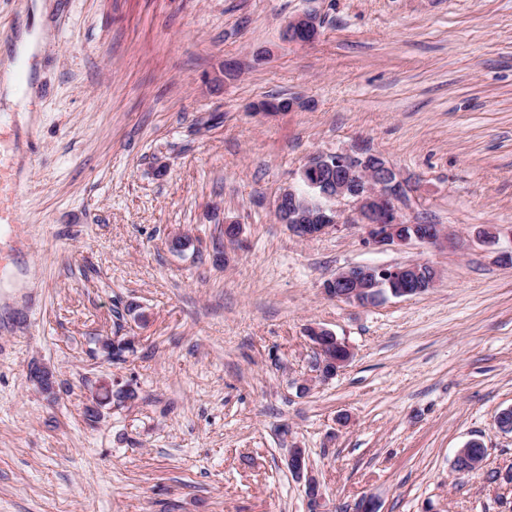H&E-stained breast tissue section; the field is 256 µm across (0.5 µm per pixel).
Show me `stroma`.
Here are the masks:
<instances>
[{"label":"stroma","instance_id":"obj_1","mask_svg":"<svg viewBox=\"0 0 512 512\" xmlns=\"http://www.w3.org/2000/svg\"><path fill=\"white\" fill-rule=\"evenodd\" d=\"M47 5L22 163L0 111V204L20 205L0 227V512H512V0ZM304 13L318 39L285 41ZM286 97L304 108L253 109ZM358 143L408 180L405 215L458 247L367 245L345 201L309 241L278 221L311 155ZM412 261L434 288L366 306L322 290ZM312 325L354 352L325 383ZM102 334L133 351L106 358ZM105 379L137 397L88 422ZM473 438L486 457L458 474ZM30 379L40 392L48 395L55 393L57 379L53 371L46 365L40 363L32 364Z\"/></svg>","mask_w":512,"mask_h":512}]
</instances>
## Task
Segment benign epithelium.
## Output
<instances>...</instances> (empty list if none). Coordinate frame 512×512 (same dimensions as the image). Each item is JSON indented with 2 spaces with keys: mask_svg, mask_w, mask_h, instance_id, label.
Masks as SVG:
<instances>
[{
  "mask_svg": "<svg viewBox=\"0 0 512 512\" xmlns=\"http://www.w3.org/2000/svg\"><path fill=\"white\" fill-rule=\"evenodd\" d=\"M284 35L288 42L315 41L319 36L315 16L303 15L288 21ZM323 169L335 172L336 177L317 181ZM300 180L321 198V203L299 201L296 187L290 185L280 193L276 205L279 221L300 239H312L335 228L340 221L336 202L347 200L354 207V223L364 226L366 242L372 246L405 245L413 241L433 246L455 244L454 235L441 224L404 219L401 205L409 192L406 181L382 157L366 148L314 154L302 168ZM437 278V269L428 262L357 265L339 270L323 287L330 298L363 306L381 300L390 283L398 285L395 296H414L434 287ZM336 347L340 352L327 361L339 371L352 359L353 352L340 339L336 340ZM30 379L40 392L55 393L57 379L46 365L32 364ZM454 467L461 474H470L476 471L478 463L470 458L467 449L461 448L454 458Z\"/></svg>",
  "mask_w": 512,
  "mask_h": 512,
  "instance_id": "obj_1",
  "label": "benign epithelium"
}]
</instances>
